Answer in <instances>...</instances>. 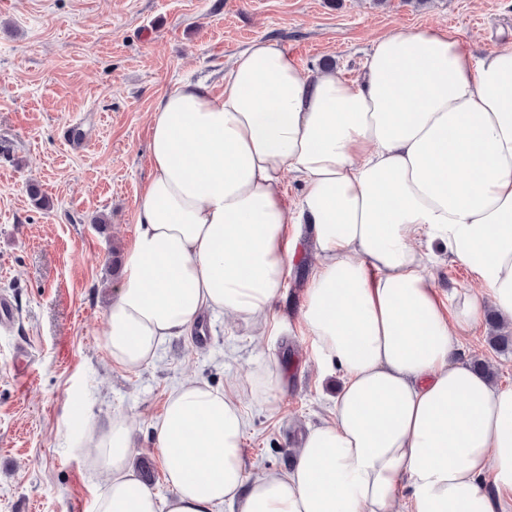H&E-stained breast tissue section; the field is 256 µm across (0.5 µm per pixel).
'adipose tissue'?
I'll return each instance as SVG.
<instances>
[{"label":"adipose tissue","mask_w":512,"mask_h":512,"mask_svg":"<svg viewBox=\"0 0 512 512\" xmlns=\"http://www.w3.org/2000/svg\"><path fill=\"white\" fill-rule=\"evenodd\" d=\"M150 158L106 309L113 364H149L207 310L263 334L303 224L302 320L345 382L291 468L252 479L239 399L182 382L154 426L163 504L129 464L128 420L93 426L95 512H395L403 490L411 512H512V387L461 344L486 309L512 321V44L478 56L444 27L396 33L344 79L259 40L221 93L184 82L159 99ZM436 242L480 292L440 299Z\"/></svg>","instance_id":"1"}]
</instances>
